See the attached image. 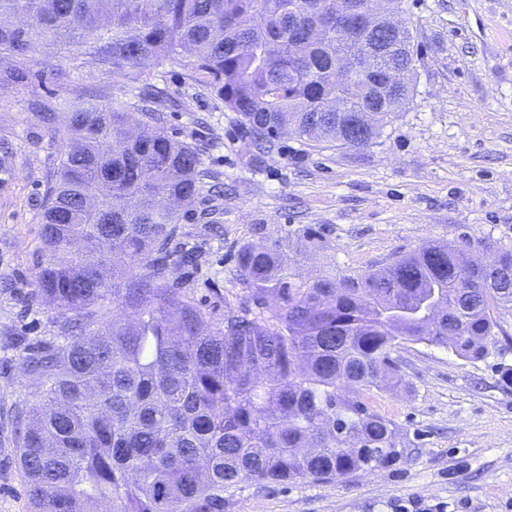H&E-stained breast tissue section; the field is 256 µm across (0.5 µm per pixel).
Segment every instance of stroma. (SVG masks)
<instances>
[{
  "mask_svg": "<svg viewBox=\"0 0 512 512\" xmlns=\"http://www.w3.org/2000/svg\"><path fill=\"white\" fill-rule=\"evenodd\" d=\"M413 31L414 96L370 147L311 148L297 137L255 151L248 129L178 62L165 63L156 107L174 139L206 146L203 169L223 195L182 206L177 241L200 264L186 288L203 312L236 306L240 244L311 233L337 274L361 271L432 241L512 249V0H404ZM92 38L45 42L22 82H0V512H31L14 412L34 403L25 348H51L60 322L36 295L43 196L60 148L34 117L92 99L133 105ZM405 389L365 392L395 431L394 459L345 479L226 492L225 512H512V387L499 381L512 348L467 361L406 343L396 352Z\"/></svg>",
  "mask_w": 512,
  "mask_h": 512,
  "instance_id": "35a3bbf8",
  "label": "stroma"
}]
</instances>
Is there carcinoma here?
Segmentation results:
<instances>
[{
    "mask_svg": "<svg viewBox=\"0 0 512 512\" xmlns=\"http://www.w3.org/2000/svg\"><path fill=\"white\" fill-rule=\"evenodd\" d=\"M0 61L102 28L96 52L142 95L177 60L240 115L253 140L291 129L311 147L360 149L397 105L352 97L336 54L376 47L346 27L336 0H0ZM383 54V71L414 54ZM341 101L326 111L328 99ZM44 195L36 293L62 318L63 341L26 357L40 382L19 413L20 466L33 512H224L241 483L335 480L396 455L391 423L362 392L401 381L402 342L479 359L509 341L512 250L491 265L455 243L429 244L374 269L336 275L317 246L316 276L289 237L237 251L245 300L204 319L170 259L180 213L201 190L203 149L168 135L148 109L93 101L60 120ZM131 311L102 321L106 300Z\"/></svg>",
    "mask_w": 512,
    "mask_h": 512,
    "instance_id": "cac0c4a2",
    "label": "carcinoma"
}]
</instances>
